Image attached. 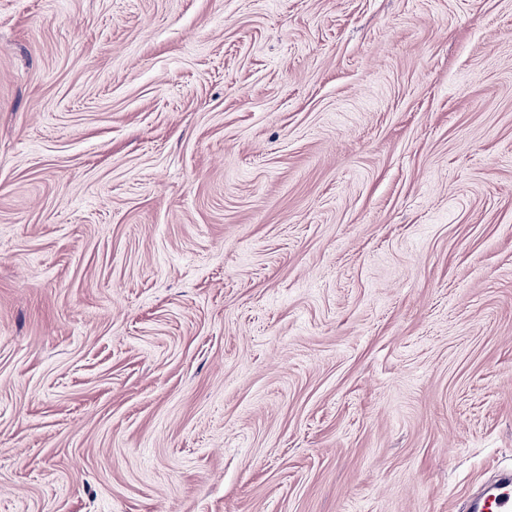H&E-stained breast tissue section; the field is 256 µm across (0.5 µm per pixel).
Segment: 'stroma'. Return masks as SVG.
<instances>
[{"label": "stroma", "instance_id": "1", "mask_svg": "<svg viewBox=\"0 0 512 512\" xmlns=\"http://www.w3.org/2000/svg\"><path fill=\"white\" fill-rule=\"evenodd\" d=\"M506 468L512 0H0V512Z\"/></svg>", "mask_w": 512, "mask_h": 512}]
</instances>
